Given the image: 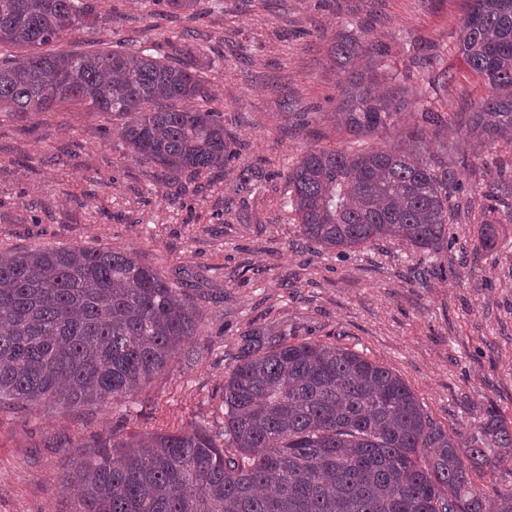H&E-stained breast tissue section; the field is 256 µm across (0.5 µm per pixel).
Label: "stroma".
Instances as JSON below:
<instances>
[{"instance_id":"1","label":"stroma","mask_w":512,"mask_h":512,"mask_svg":"<svg viewBox=\"0 0 512 512\" xmlns=\"http://www.w3.org/2000/svg\"><path fill=\"white\" fill-rule=\"evenodd\" d=\"M468 0H98L103 20L55 49L122 43L196 66L234 155L224 168L172 175L139 160L124 119L64 105L0 116V251L105 247L133 253L193 297L199 320L184 354L143 390L105 406L0 407V512H72L58 441L224 429V375L252 326L353 349L399 374L431 421L471 436L487 408L512 420V221L480 247L478 189L512 181V144L477 146L458 124L486 94L455 50ZM386 51L381 87L417 92L422 61L441 56L435 106L460 192L448 240L425 256L384 240L343 253L305 244L283 206L289 164L311 147L347 144L336 124L340 35Z\"/></svg>"}]
</instances>
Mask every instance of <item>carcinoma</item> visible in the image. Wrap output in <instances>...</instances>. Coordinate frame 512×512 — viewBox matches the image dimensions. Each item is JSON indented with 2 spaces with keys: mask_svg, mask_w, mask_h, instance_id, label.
Wrapping results in <instances>:
<instances>
[{
  "mask_svg": "<svg viewBox=\"0 0 512 512\" xmlns=\"http://www.w3.org/2000/svg\"><path fill=\"white\" fill-rule=\"evenodd\" d=\"M95 0H0V112H46L71 103L128 117L133 154L197 176L231 156L219 115L204 108L187 62L117 42L89 52L49 51L61 35L99 21ZM455 48L488 93L466 134L512 143V0H470ZM380 45L343 36L337 125L349 141L393 125L406 91L376 93ZM448 125L432 108L402 145L309 148L288 169L286 205L300 237L344 251L384 238L439 251L459 184L448 161L423 155ZM477 223L495 245V204L512 184L493 181ZM192 298L153 268L108 248L0 252V405L69 411L138 392L196 335ZM74 447V512H512V487L488 496L473 473L512 462V422L494 409L464 442L435 425L404 380L356 352L292 342L276 326L240 336L224 376V431L202 428L100 439Z\"/></svg>",
  "mask_w": 512,
  "mask_h": 512,
  "instance_id": "1",
  "label": "carcinoma"
}]
</instances>
